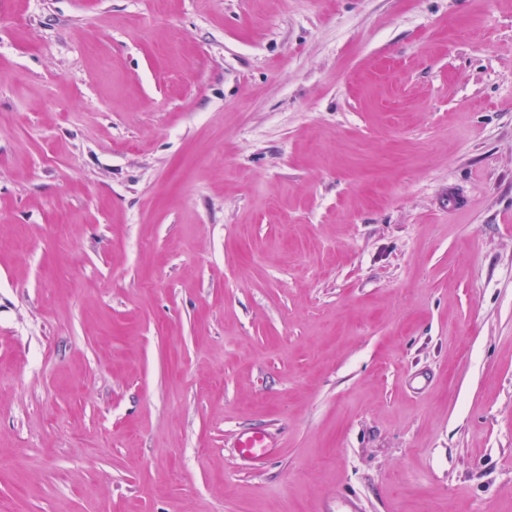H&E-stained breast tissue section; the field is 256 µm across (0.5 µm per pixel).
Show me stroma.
Returning <instances> with one entry per match:
<instances>
[{
  "label": "stroma",
  "mask_w": 512,
  "mask_h": 512,
  "mask_svg": "<svg viewBox=\"0 0 512 512\" xmlns=\"http://www.w3.org/2000/svg\"><path fill=\"white\" fill-rule=\"evenodd\" d=\"M344 498L512 512V0H0V512ZM241 459L255 464H263L275 453L270 435L263 430H250L240 434L235 443Z\"/></svg>",
  "instance_id": "stroma-1"
}]
</instances>
